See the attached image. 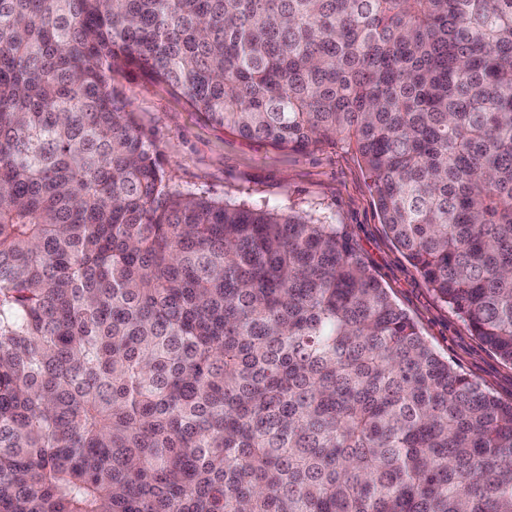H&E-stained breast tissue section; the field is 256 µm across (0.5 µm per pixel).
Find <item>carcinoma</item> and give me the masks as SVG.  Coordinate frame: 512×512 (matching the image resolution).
I'll list each match as a JSON object with an SVG mask.
<instances>
[{
    "instance_id": "cac0c4a2",
    "label": "carcinoma",
    "mask_w": 512,
    "mask_h": 512,
    "mask_svg": "<svg viewBox=\"0 0 512 512\" xmlns=\"http://www.w3.org/2000/svg\"><path fill=\"white\" fill-rule=\"evenodd\" d=\"M353 147L512 365V0H0V512H512V401L337 224L184 194L120 104Z\"/></svg>"
}]
</instances>
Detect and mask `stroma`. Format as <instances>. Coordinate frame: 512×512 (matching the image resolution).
<instances>
[{
    "label": "stroma",
    "instance_id": "obj_1",
    "mask_svg": "<svg viewBox=\"0 0 512 512\" xmlns=\"http://www.w3.org/2000/svg\"><path fill=\"white\" fill-rule=\"evenodd\" d=\"M114 86L154 155L183 193L223 202L266 201L342 225L351 245L436 352L486 391L512 401V365L437 297L387 234L359 156L342 142L306 151L247 139L213 125L166 85L128 70Z\"/></svg>",
    "mask_w": 512,
    "mask_h": 512
}]
</instances>
